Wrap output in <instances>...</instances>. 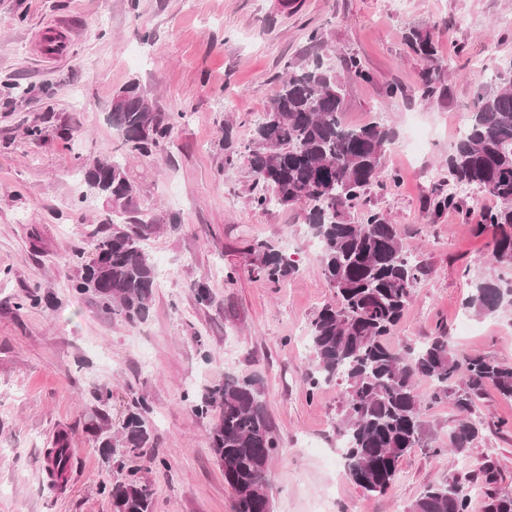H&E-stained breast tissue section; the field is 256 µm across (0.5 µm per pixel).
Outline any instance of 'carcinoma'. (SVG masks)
<instances>
[{
  "label": "carcinoma",
  "instance_id": "1",
  "mask_svg": "<svg viewBox=\"0 0 512 512\" xmlns=\"http://www.w3.org/2000/svg\"><path fill=\"white\" fill-rule=\"evenodd\" d=\"M409 49L427 64L419 98L428 100L442 80L435 43L418 29L406 35ZM325 41L309 35L305 59L287 65L286 76L261 119L253 126L250 143L238 145L231 124H224V167L248 162L255 177L251 205L299 206L307 226L320 242L324 280L336 302L324 305L309 323L311 363L303 375L310 394L336 383L343 387L336 435L342 438V461L351 480L370 495L391 489L401 459L415 448L438 457L453 451L463 460L479 437L477 404L489 387L512 400V364L493 356L460 353L444 328L422 345H396L395 329L425 274L403 242L396 224L376 210L365 212L361 223L346 219L363 202L376 182L385 154L396 133L372 122L350 127L343 122L342 86L336 74L321 64ZM183 113L165 119L135 81L117 95L109 122L123 135L125 152L77 165L87 193L122 206L137 192L128 173V158L149 157L164 146ZM466 133L448 156V184L475 186L495 198L498 206L482 213L476 236L492 232L487 262L496 275L470 277L471 289L463 307L476 317L512 318V75L499 76L490 90H479L465 124ZM466 199L440 189L429 200L433 217L454 210L466 213ZM157 224L112 223L94 234L92 258L85 247L73 257L81 261L76 293L92 294L99 306L123 321H146L154 303L158 274L144 242ZM253 273L271 282L296 272L274 245L251 246ZM425 379L430 392L421 395L416 382ZM449 402L457 412L442 441L426 418V408ZM139 411L128 414L119 438L97 431L107 456L139 457L152 445L143 412L149 402L138 400ZM196 415L215 412L210 448L234 491V512H271L267 494L268 465L277 454L279 439L262 400L261 379L225 375L224 380L193 401ZM483 512H512V491L499 485L495 468L480 470ZM470 478L457 474L427 486L408 512H469ZM112 497L114 512H153L149 484L130 480L101 485Z\"/></svg>",
  "mask_w": 512,
  "mask_h": 512
}]
</instances>
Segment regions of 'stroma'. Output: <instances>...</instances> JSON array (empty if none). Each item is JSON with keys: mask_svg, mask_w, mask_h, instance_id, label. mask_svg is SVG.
<instances>
[{"mask_svg": "<svg viewBox=\"0 0 512 512\" xmlns=\"http://www.w3.org/2000/svg\"><path fill=\"white\" fill-rule=\"evenodd\" d=\"M508 15L512 0H0V512H113L100 487L130 478L152 485L154 512H232L234 493L209 448L216 418L197 416L185 399L228 373L260 377L281 439L268 470L272 512H314L322 500L329 512H408L426 486L487 463L512 490V430L498 427L512 421V401L492 388L478 405L481 434L469 464L414 449L383 496L346 476L336 451L341 389L311 394L302 380L308 323L333 299L305 213L253 209V173L243 162L225 168L221 142L228 121L238 143L248 142L286 64L300 62L311 31L321 32L344 89V122L383 121L400 144L415 127L423 138L418 152L387 151L377 185L348 215L357 223L364 210L380 211L426 269L394 342L425 341L442 326L457 349L510 363L512 321L463 309V270L487 268L488 239L473 226L494 199L475 188L469 216L428 211L448 181L457 123L491 86L481 62L501 73L512 67V28L498 24ZM70 18L80 33L67 58L41 59L40 29ZM412 27L432 34L444 63L445 91L425 103L417 95L425 63L405 42ZM349 56L371 81L352 77ZM134 79L156 112L180 120L164 150L129 164L138 191L120 219L160 226L146 241L159 271L153 311L131 325L72 292L78 269L69 253L89 244L109 213L101 201L79 203L75 163L115 154L122 136L107 117ZM33 128L41 138L30 136ZM393 172L400 185L391 184ZM258 241L275 245L297 273L276 284L252 274L248 247ZM201 279L206 302L192 290ZM30 294L54 303L24 306ZM143 397L162 466L116 463L93 434L118 432ZM62 433L72 469L53 489L44 457Z\"/></svg>", "mask_w": 512, "mask_h": 512, "instance_id": "stroma-1", "label": "stroma"}]
</instances>
